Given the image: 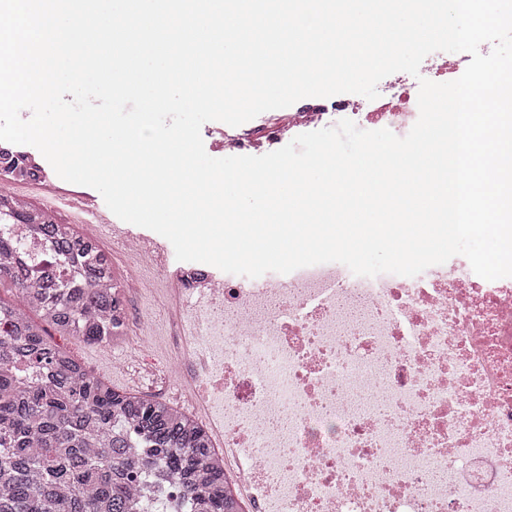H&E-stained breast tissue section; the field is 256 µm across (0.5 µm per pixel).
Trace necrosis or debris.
Masks as SVG:
<instances>
[{"label": "necrosis or debris", "instance_id": "obj_1", "mask_svg": "<svg viewBox=\"0 0 512 512\" xmlns=\"http://www.w3.org/2000/svg\"><path fill=\"white\" fill-rule=\"evenodd\" d=\"M295 124L402 131L411 93ZM18 261L40 271L52 240L26 225ZM122 249L171 278L197 312L167 379H194L227 487L245 512H512V277L447 261L406 277L333 263L261 279L170 267L140 237Z\"/></svg>", "mask_w": 512, "mask_h": 512}]
</instances>
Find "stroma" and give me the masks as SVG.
Listing matches in <instances>:
<instances>
[{
    "mask_svg": "<svg viewBox=\"0 0 512 512\" xmlns=\"http://www.w3.org/2000/svg\"><path fill=\"white\" fill-rule=\"evenodd\" d=\"M11 153L26 157L23 169L10 174L11 191L18 203L34 209H45L52 200L61 205L54 213L58 223L82 229L87 197L92 190L75 186L61 179L41 152L30 145H10ZM133 311H150L154 327L148 338L138 343H112L106 346L88 344L74 336L51 334L50 341L65 347L92 375L107 381L120 391L135 393L174 405L186 402L182 385L170 386L156 382L154 372L164 369L177 345L174 338L176 312L173 291L165 282H158L151 297L132 295L128 301Z\"/></svg>",
    "mask_w": 512,
    "mask_h": 512,
    "instance_id": "1",
    "label": "stroma"
}]
</instances>
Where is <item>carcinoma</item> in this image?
<instances>
[{
  "label": "carcinoma",
  "mask_w": 512,
  "mask_h": 512,
  "mask_svg": "<svg viewBox=\"0 0 512 512\" xmlns=\"http://www.w3.org/2000/svg\"><path fill=\"white\" fill-rule=\"evenodd\" d=\"M52 238L60 262L81 265L85 290L68 281H33L13 266L20 244L0 234V280L15 286L24 308L0 300V512H142L137 485L155 461L169 469L174 512H239L224 489L208 432L172 405L118 391L46 340L98 344L121 316L107 255L70 224H34Z\"/></svg>",
  "instance_id": "cac0c4a2"
}]
</instances>
